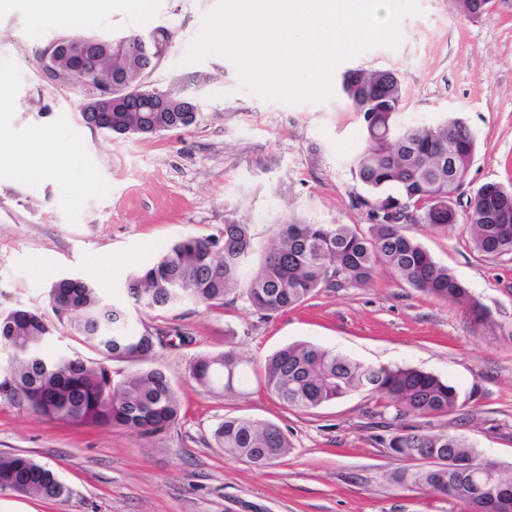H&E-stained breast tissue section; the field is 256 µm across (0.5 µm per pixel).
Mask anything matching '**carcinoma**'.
I'll list each match as a JSON object with an SVG mask.
<instances>
[{
    "label": "carcinoma",
    "mask_w": 512,
    "mask_h": 512,
    "mask_svg": "<svg viewBox=\"0 0 512 512\" xmlns=\"http://www.w3.org/2000/svg\"><path fill=\"white\" fill-rule=\"evenodd\" d=\"M456 11L477 19L490 0H453ZM141 36L106 44L96 36L63 40L77 48L96 74L118 75L131 88L144 78L148 55ZM39 69L53 68L62 79L83 82L72 51L49 42L37 58ZM342 93L363 114L365 145L356 155L353 172L369 197L358 203L370 208L371 224L277 225L271 240H256L252 225L224 223L222 238L189 236L176 241L153 263L130 272L123 284L135 310L165 313L185 303L222 307L229 297L243 295L264 316L304 303L320 289L358 288L384 268L403 285L438 300L461 305L483 322V307L452 269L437 262L403 224L389 215L399 210L419 224L447 227L455 223L448 194L463 186L476 152V137L466 122L449 116L437 124L401 127L397 110L404 97L395 72L354 69L345 73ZM185 97L160 95L151 112L128 110L120 103L110 112H80L90 128L113 135L143 138L187 129L182 112ZM469 223L474 250L486 258L512 255V184L486 182L472 192ZM96 354H52L47 345L60 329ZM164 333L131 322L123 307L106 303L99 289L76 277L51 284L44 309L17 308L0 314V350L10 353L0 389L44 420L76 426H110L141 434H157L174 425L181 402L160 364L118 377L114 362L143 363L155 355ZM247 361L229 339L224 350L197 356L189 374L198 387L213 391L244 390ZM260 384L283 405L308 411L355 392L386 397L393 409L389 438L381 439L389 454L401 461L433 460L424 468L405 467L394 475L400 484L425 487L466 503L471 512H497L499 500H512V474L500 467L496 496L477 500L472 487L478 475L450 470L442 460H478L481 454L465 438L446 431L430 432L404 423L408 416H446L465 407L462 396L440 377L411 367H371L310 343L289 344L269 356ZM214 446L224 455L264 468L286 456L288 437L276 424L226 416L212 431ZM0 494L45 501L67 500L71 489L53 470L23 454L0 456Z\"/></svg>",
    "instance_id": "carcinoma-1"
}]
</instances>
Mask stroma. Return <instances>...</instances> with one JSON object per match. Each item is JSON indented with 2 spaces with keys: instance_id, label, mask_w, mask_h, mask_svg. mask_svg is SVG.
<instances>
[{
  "instance_id": "35a3bbf8",
  "label": "stroma",
  "mask_w": 512,
  "mask_h": 512,
  "mask_svg": "<svg viewBox=\"0 0 512 512\" xmlns=\"http://www.w3.org/2000/svg\"><path fill=\"white\" fill-rule=\"evenodd\" d=\"M216 2L112 0L84 18L89 36L168 30V53L149 81L188 95L200 112L191 127L150 138L89 128L79 113L82 88L37 73L38 52L65 28L36 20L27 0L0 7V81L12 92L0 134L21 142L40 133L49 147L70 150L62 177L16 179L0 171V312L45 307L50 284L67 275L126 304L123 282L132 268L184 236H220L232 220L251 224L261 242L285 222L369 224L368 208L356 203L364 189L351 171L364 145L363 119L340 92L285 104L239 90L225 58L185 62ZM417 6L402 17L396 47L342 61L333 83L356 68L395 71L405 89L400 124L453 115L473 131L465 191L512 182V0H491L478 19L459 15L452 0ZM404 231L467 285L489 311L488 324L471 323L463 307L403 286L383 269L365 286L324 290L271 317L242 297L221 309L187 303L146 315L148 325L192 338L156 350L181 400L177 423L154 436L76 428L34 419L0 392V453L35 458L72 491L65 502L0 495V512H469L464 503L391 480L401 463L378 441L370 414L376 395L354 393L300 411L254 381L245 393L216 394L188 377L197 356L223 350L228 338L252 371L294 342L369 366L413 367L470 398L462 411L422 419V426L466 436L512 470V255L480 256L462 219ZM227 416L277 424L291 443L288 455L267 468L225 457L211 433Z\"/></svg>"
}]
</instances>
